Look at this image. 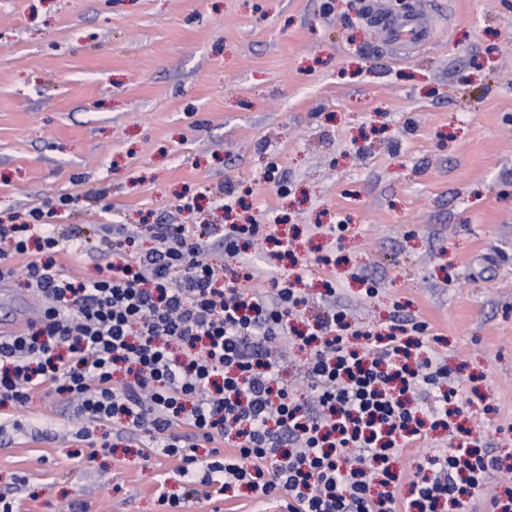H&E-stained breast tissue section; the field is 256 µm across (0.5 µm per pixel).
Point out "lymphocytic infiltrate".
<instances>
[{"label":"lymphocytic infiltrate","instance_id":"f902f5d3","mask_svg":"<svg viewBox=\"0 0 512 512\" xmlns=\"http://www.w3.org/2000/svg\"><path fill=\"white\" fill-rule=\"evenodd\" d=\"M24 224L0 225L6 277L23 272L49 304L39 323L0 337V408H23L46 390L79 400L89 419L123 417L152 450L179 458L182 477L222 496L244 485L279 499L283 512H437L448 497L471 496L492 465L471 429L460 443L425 456L409 497L392 465L422 437L416 394L433 395L432 416L468 394L469 380L439 391L447 370L428 355L424 324L397 319L387 334L348 339L344 313L296 329L307 299L287 273L276 291H241L201 261L209 242H227L239 269L256 224L201 235L188 224H155V246L134 236L113 250L104 273L78 282L61 273L55 225L38 209ZM37 238L44 257L27 260ZM24 258L22 269L10 260ZM310 349L305 396L285 378L287 347ZM209 462L197 475L198 443Z\"/></svg>","mask_w":512,"mask_h":512}]
</instances>
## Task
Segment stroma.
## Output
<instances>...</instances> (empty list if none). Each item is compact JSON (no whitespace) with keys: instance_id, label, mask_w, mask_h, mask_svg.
<instances>
[{"instance_id":"1","label":"stroma","mask_w":512,"mask_h":512,"mask_svg":"<svg viewBox=\"0 0 512 512\" xmlns=\"http://www.w3.org/2000/svg\"><path fill=\"white\" fill-rule=\"evenodd\" d=\"M377 10L422 14L429 41L388 42ZM34 208L79 282L146 224L261 225L252 288L304 261L296 323H425L444 386L477 380L464 426L512 464V0H0V224ZM140 449L38 394L0 427V492L19 512H165L163 491L277 512L244 487L201 501Z\"/></svg>"}]
</instances>
